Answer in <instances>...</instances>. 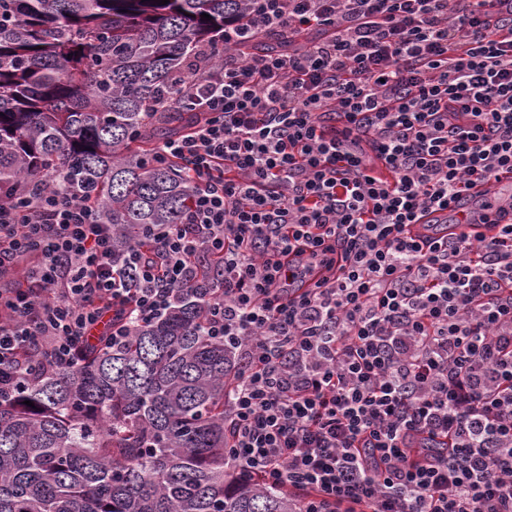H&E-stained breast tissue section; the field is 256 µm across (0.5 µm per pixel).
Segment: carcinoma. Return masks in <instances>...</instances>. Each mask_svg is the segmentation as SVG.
Returning a JSON list of instances; mask_svg holds the SVG:
<instances>
[{"label": "carcinoma", "instance_id": "carcinoma-1", "mask_svg": "<svg viewBox=\"0 0 512 512\" xmlns=\"http://www.w3.org/2000/svg\"><path fill=\"white\" fill-rule=\"evenodd\" d=\"M246 10L0 0V202L86 186L117 259L158 225L183 223L192 183L154 149L196 120L168 104L201 53L224 59V20ZM286 45L270 32L249 47ZM27 366L16 399L0 403V512H296L288 491L226 464L224 381L239 360L206 335L194 286L122 345L94 344L64 371Z\"/></svg>", "mask_w": 512, "mask_h": 512}]
</instances>
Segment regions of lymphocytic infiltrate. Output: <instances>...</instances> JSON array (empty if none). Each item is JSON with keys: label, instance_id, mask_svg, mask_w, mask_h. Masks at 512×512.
Here are the masks:
<instances>
[{"label": "lymphocytic infiltrate", "instance_id": "lymphocytic-infiltrate-1", "mask_svg": "<svg viewBox=\"0 0 512 512\" xmlns=\"http://www.w3.org/2000/svg\"><path fill=\"white\" fill-rule=\"evenodd\" d=\"M268 30L287 52L248 51ZM198 68V120L156 150L195 186L185 223L117 262L74 192L0 203V397L30 355L124 342L206 256L239 475L297 512H512V197L486 203L512 180V0H251Z\"/></svg>", "mask_w": 512, "mask_h": 512}]
</instances>
